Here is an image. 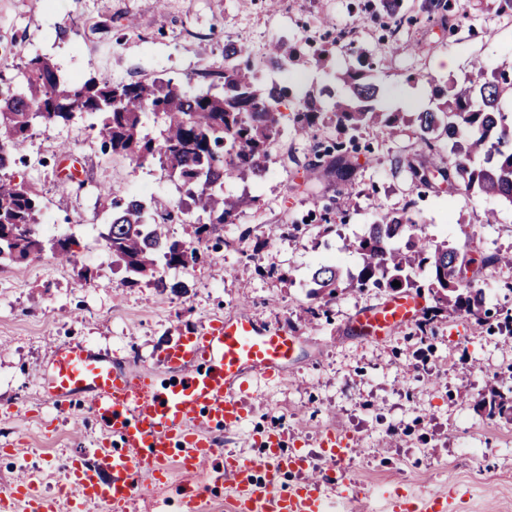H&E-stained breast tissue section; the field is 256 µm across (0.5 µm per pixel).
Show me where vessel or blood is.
<instances>
[{"instance_id":"b4317fda","label":"vessel or blood","mask_w":512,"mask_h":512,"mask_svg":"<svg viewBox=\"0 0 512 512\" xmlns=\"http://www.w3.org/2000/svg\"><path fill=\"white\" fill-rule=\"evenodd\" d=\"M419 313L416 298L395 296L358 311L351 328L359 338L377 340ZM299 343L298 336L261 328L245 317L192 327L163 352L164 365L181 376L163 391L152 373L127 370L104 353L84 346L58 350L41 384L45 395L55 400L87 395L105 430L125 445L122 454L103 447L92 462L77 460L68 468L62 496L70 500L72 512L92 505L127 512L131 501L166 484L172 470L208 472L216 447L211 423L240 429L249 381L283 375ZM282 440L281 433H268L262 442L266 453L257 462L225 455L229 512H332L335 500L350 504L367 497L366 484L345 475L351 451L339 431L329 430L316 453L287 452ZM175 444L182 448L177 457L171 453ZM256 470L263 473L258 482L251 477ZM287 472L301 480L286 490L282 478ZM57 499L45 494L41 477L32 474L0 490V512L18 506L23 512H57ZM386 512H448V502L439 494L412 493L388 499Z\"/></svg>"}]
</instances>
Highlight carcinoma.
Here are the masks:
<instances>
[{
	"label": "carcinoma",
	"instance_id": "cac0c4a2",
	"mask_svg": "<svg viewBox=\"0 0 512 512\" xmlns=\"http://www.w3.org/2000/svg\"><path fill=\"white\" fill-rule=\"evenodd\" d=\"M460 9L459 0H420L419 14L443 23ZM364 11L372 20L403 19L402 0H368ZM296 51L294 45L276 43L266 61L283 65ZM246 55L245 46L225 44L224 71L215 73L205 89H186L163 78L115 81L102 74L73 81L46 56L35 54L24 61L16 83L0 91V263L23 262L45 251L71 260L70 238L47 239L40 234V193L4 169L15 162L36 129L68 126L81 119L96 133L103 150L138 164L153 160L171 181L186 188V198L174 210L115 187L104 191L110 200L103 235L108 250L129 273L153 277L154 287L162 292H178L183 284L157 275L158 266L185 269L196 264L198 250L173 238L166 225H193L201 243L219 227L233 223L247 200L224 196V179L262 171L280 135V113L273 105L288 98L290 90L280 84L268 87L253 66L236 63ZM357 64L347 74L349 94L332 105L338 136L317 151L318 162L326 163L344 183L354 171L348 154L356 148L361 131L378 124L393 135L403 120L397 112L377 111L382 88L367 79L372 63L361 55ZM319 96L333 94L327 86L306 93L294 112L298 134L306 135L324 121V112L316 105ZM505 97L512 100V69L488 74L479 61L472 63L462 81L436 90L430 107L416 114L424 150L417 163L408 164L412 178L429 185L438 176L448 187L456 186L477 200L497 197L512 204V113L503 111ZM148 115L160 124L156 137L146 127ZM439 131L448 140L446 159L434 138ZM350 247L362 259L358 274L345 276L339 265L322 264L309 278L311 296L333 299L348 288L408 292L426 283L436 306L419 320L423 335L447 310L481 319L483 292L474 283L457 279L461 266L512 265L509 254L461 253L446 241H433L419 233V225L407 213L380 214ZM395 281L400 285L392 286ZM478 405L490 417L512 418V387L488 389Z\"/></svg>",
	"mask_w": 512,
	"mask_h": 512
}]
</instances>
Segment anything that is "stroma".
Instances as JSON below:
<instances>
[{
  "mask_svg": "<svg viewBox=\"0 0 512 512\" xmlns=\"http://www.w3.org/2000/svg\"><path fill=\"white\" fill-rule=\"evenodd\" d=\"M356 2L0 0V82L6 84L15 65L35 53L52 58L71 79L101 73L117 81L163 77L196 86L223 69L228 42L246 45L257 58L285 40L300 44L307 60L279 74L290 95L280 106L282 136L262 175L224 182L226 191L252 197V204L204 246L202 262L182 272L188 288L181 293L159 292L148 276L127 284L124 267L100 237L108 206L103 188L177 204L179 193L158 165L103 154L80 123L39 129L28 140L24 162L10 171L43 196L41 222L72 235L74 261L44 254L0 268V487L37 473L49 493L72 461H92L100 443L122 451L83 398L44 400L38 382L57 350L86 345L170 383L177 373L158 361L167 339L187 326L244 316L288 329L301 344L283 376L250 387L240 430L213 427L215 468H223L228 453L259 459L261 438L271 429L283 430L286 447L315 452L323 432L334 428L353 449L349 477L375 491L360 501L359 512H383L385 497L413 491L446 495L448 512H512V422L476 408L489 386H512V344L497 327L512 312V266L484 269L474 281L487 317L443 318L428 336L409 323L380 341L357 338L352 317L384 301L388 291L345 293L315 318L305 288L320 264L358 270L361 259L348 243L383 212L411 213L423 236L462 252L512 253V204L414 184L407 165L418 160L422 145L411 125L391 139L376 126L361 132L356 157L364 167L352 186L322 171L307 177L318 143L335 138L336 125L328 120L301 136L289 117L310 85L345 96L340 76L356 65L343 42L329 46L325 68L316 69L314 46L300 42L304 35L356 28L359 46L376 61L374 77L383 88L378 109L411 118L427 108L434 89L462 80L473 59L490 72L512 68V16L497 14L494 0H463L468 16L449 33L418 17L417 0H404L407 19L392 36L374 23H357ZM443 56L455 59L453 70L437 69ZM64 144L82 167L80 179L65 189L58 183ZM490 209L497 223H485ZM186 480L173 471L165 487L131 503L128 512H183Z\"/></svg>",
  "mask_w": 512,
  "mask_h": 512,
  "instance_id": "obj_1",
  "label": "stroma"
}]
</instances>
